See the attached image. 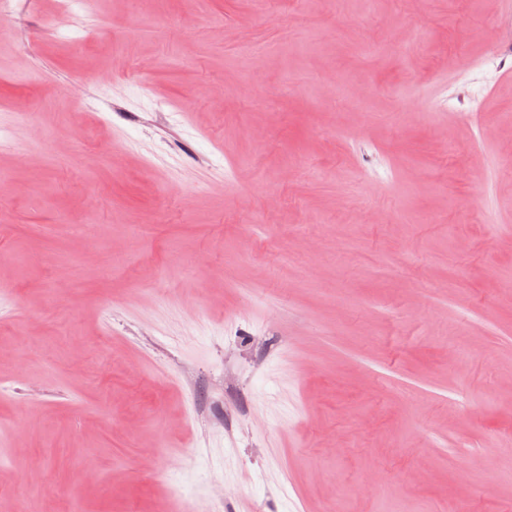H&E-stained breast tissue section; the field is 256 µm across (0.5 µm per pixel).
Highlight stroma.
Here are the masks:
<instances>
[{
	"label": "stroma",
	"mask_w": 512,
	"mask_h": 512,
	"mask_svg": "<svg viewBox=\"0 0 512 512\" xmlns=\"http://www.w3.org/2000/svg\"><path fill=\"white\" fill-rule=\"evenodd\" d=\"M504 12L17 0L0 512H512Z\"/></svg>",
	"instance_id": "35a3bbf8"
}]
</instances>
